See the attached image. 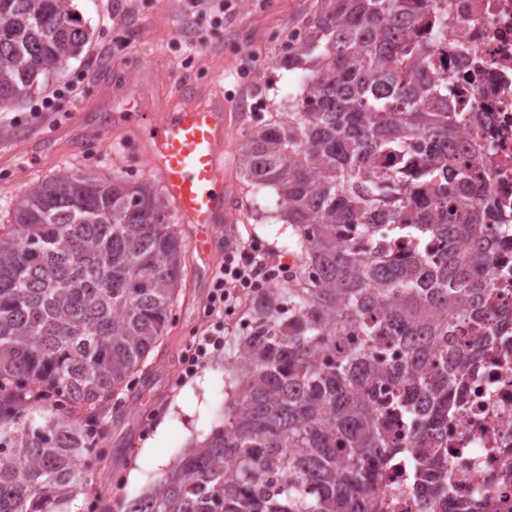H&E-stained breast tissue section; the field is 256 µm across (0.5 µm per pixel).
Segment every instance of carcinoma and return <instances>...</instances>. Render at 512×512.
<instances>
[{
    "label": "carcinoma",
    "mask_w": 512,
    "mask_h": 512,
    "mask_svg": "<svg viewBox=\"0 0 512 512\" xmlns=\"http://www.w3.org/2000/svg\"><path fill=\"white\" fill-rule=\"evenodd\" d=\"M447 19L442 0H315L288 38L300 90L240 169L275 191L299 270L253 302L223 417L121 512H384L383 468L406 458L426 512L448 499V419L512 310L491 277L486 225L501 215L485 163L439 78ZM87 40L72 0H0V107ZM13 226L0 232V512H67L90 484L100 413L171 319L182 242L152 187L91 175L35 186Z\"/></svg>",
    "instance_id": "1"
}]
</instances>
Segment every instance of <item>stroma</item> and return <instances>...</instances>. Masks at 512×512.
Here are the masks:
<instances>
[{
    "instance_id": "1",
    "label": "stroma",
    "mask_w": 512,
    "mask_h": 512,
    "mask_svg": "<svg viewBox=\"0 0 512 512\" xmlns=\"http://www.w3.org/2000/svg\"><path fill=\"white\" fill-rule=\"evenodd\" d=\"M90 40L42 94L0 108V225L11 224L17 203L48 179L71 174L155 183L147 140L128 108L161 117L223 97L231 115L226 176L234 200V234L239 245L259 241L279 257H300L290 226L276 219L273 190L246 182L241 149L251 132L285 111L298 92L301 73L278 65L282 41L313 11L314 0H224L223 11H202L189 0H73ZM190 86L175 91L177 83ZM74 85L53 111L34 118L42 96ZM43 139L37 155L26 142ZM183 240L179 295L172 317L151 352L147 375L135 381L117 410L98 421V455L90 459L93 487L106 512L148 492L172 468L187 446L205 438L236 389L232 369L243 336L245 314L216 313L201 319L210 280L224 246L196 249L188 227ZM221 335L223 348L188 379L182 355L204 332Z\"/></svg>"
}]
</instances>
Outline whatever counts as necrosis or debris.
<instances>
[{"label": "necrosis or debris", "mask_w": 512, "mask_h": 512, "mask_svg": "<svg viewBox=\"0 0 512 512\" xmlns=\"http://www.w3.org/2000/svg\"><path fill=\"white\" fill-rule=\"evenodd\" d=\"M448 98L464 112L463 139L481 133L487 185L512 223V0H448ZM456 495L479 492L512 505V484L491 482L512 458V345L488 352L448 421Z\"/></svg>", "instance_id": "1"}]
</instances>
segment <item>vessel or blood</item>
<instances>
[{
    "instance_id": "b4317fda",
    "label": "vessel or blood",
    "mask_w": 512,
    "mask_h": 512,
    "mask_svg": "<svg viewBox=\"0 0 512 512\" xmlns=\"http://www.w3.org/2000/svg\"><path fill=\"white\" fill-rule=\"evenodd\" d=\"M229 114L223 104L182 108L159 119L140 115L150 144L151 171L175 205L176 221L193 231L199 250L216 248L232 223L224 172Z\"/></svg>"
}]
</instances>
